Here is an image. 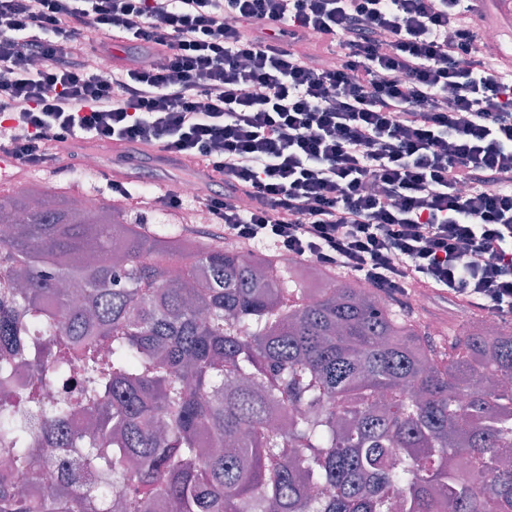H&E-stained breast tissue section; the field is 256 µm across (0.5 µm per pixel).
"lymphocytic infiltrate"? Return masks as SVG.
I'll use <instances>...</instances> for the list:
<instances>
[{"mask_svg":"<svg viewBox=\"0 0 512 512\" xmlns=\"http://www.w3.org/2000/svg\"><path fill=\"white\" fill-rule=\"evenodd\" d=\"M470 10L0 0V149L29 167L79 139L178 155L209 170L193 201L224 240L512 315V78ZM116 37L131 52L101 72Z\"/></svg>","mask_w":512,"mask_h":512,"instance_id":"f902f5d3","label":"lymphocytic infiltrate"}]
</instances>
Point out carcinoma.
<instances>
[{
	"instance_id": "obj_1",
	"label": "carcinoma",
	"mask_w": 512,
	"mask_h": 512,
	"mask_svg": "<svg viewBox=\"0 0 512 512\" xmlns=\"http://www.w3.org/2000/svg\"><path fill=\"white\" fill-rule=\"evenodd\" d=\"M0 224V512H512L511 321L437 344L379 289L110 203L1 196Z\"/></svg>"
}]
</instances>
